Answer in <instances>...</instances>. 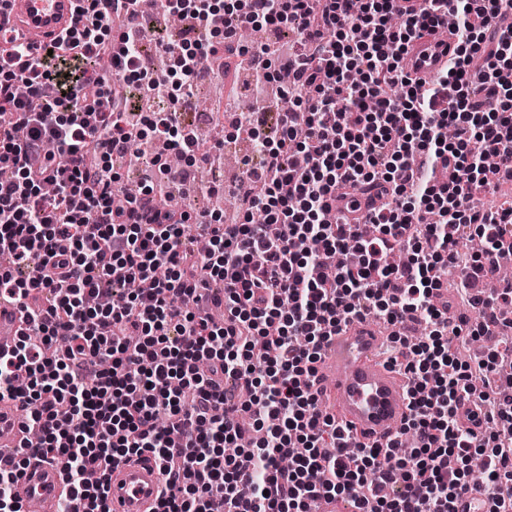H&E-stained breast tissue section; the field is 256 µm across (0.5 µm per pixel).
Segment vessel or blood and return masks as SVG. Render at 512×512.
I'll list each match as a JSON object with an SVG mask.
<instances>
[{"label": "vessel or blood", "mask_w": 512, "mask_h": 512, "mask_svg": "<svg viewBox=\"0 0 512 512\" xmlns=\"http://www.w3.org/2000/svg\"><path fill=\"white\" fill-rule=\"evenodd\" d=\"M77 0H6L0 23L20 42L41 45L70 29L76 19ZM454 35L415 40L403 56V69L411 78L428 80L448 63ZM26 328L22 304L0 302V335L17 336ZM383 342L378 326L356 320L327 338L318 363L317 379L324 395L323 409L348 424L358 439L384 446L394 439L409 415L407 381L376 353ZM25 414L14 403L0 402V433L13 442L23 437ZM166 474L151 454L112 473L107 485L110 512H151ZM63 489L60 467L53 460H31L15 486L30 512H56Z\"/></svg>", "instance_id": "b4317fda"}]
</instances>
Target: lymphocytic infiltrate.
Masks as SVG:
<instances>
[{"label": "lymphocytic infiltrate", "mask_w": 512, "mask_h": 512, "mask_svg": "<svg viewBox=\"0 0 512 512\" xmlns=\"http://www.w3.org/2000/svg\"><path fill=\"white\" fill-rule=\"evenodd\" d=\"M80 22L50 45L0 41V297L26 302L31 331L0 357V401L20 403L24 458L60 462L69 500L108 512L112 469L151 453L169 480L155 512H311L320 498L357 512H453L481 487L496 512H512V338L497 312L512 257V198L483 197L512 182V16L503 0H426L399 14L394 0H248L254 25L296 35L291 54L264 65L257 86L290 77L292 105L274 135L253 139L263 162L249 169L247 220L223 223L180 205L158 207L177 185L167 157L211 165L179 122L198 58L249 53L235 10L209 0H162L188 19L178 42L147 17L143 0H77ZM457 18L458 44L430 83L404 74L410 43ZM153 39L171 57L165 74L129 71ZM110 49L112 74L99 67ZM167 104L164 118H123L136 95ZM152 146L155 176L115 206L113 153ZM453 173L439 182L440 169ZM378 199L365 223L324 221L356 187ZM485 241L468 275L492 282L471 304V326L449 320L440 278L464 237ZM405 261L392 265L391 252ZM126 280L136 293L104 308L93 294ZM224 284L216 320L201 289ZM377 317L418 323V341L394 336L391 360L410 379L404 432L415 444L355 442L320 409V351L341 325ZM493 338L460 359L456 343ZM471 402L475 426L459 407ZM168 425L158 430V414Z\"/></svg>", "instance_id": "lymphocytic-infiltrate-1"}]
</instances>
